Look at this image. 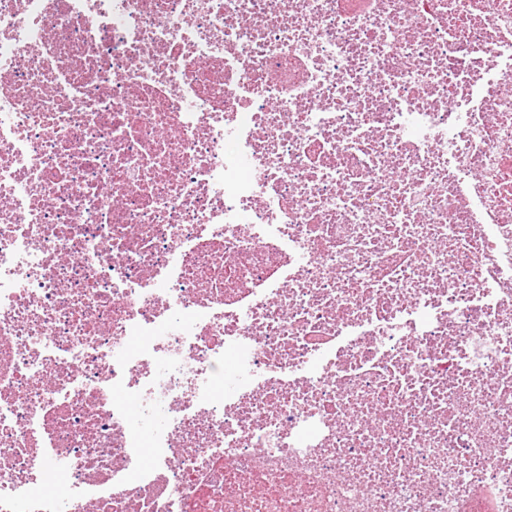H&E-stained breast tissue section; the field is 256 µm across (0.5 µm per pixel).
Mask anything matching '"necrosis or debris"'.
<instances>
[{"label":"necrosis or debris","mask_w":512,"mask_h":512,"mask_svg":"<svg viewBox=\"0 0 512 512\" xmlns=\"http://www.w3.org/2000/svg\"><path fill=\"white\" fill-rule=\"evenodd\" d=\"M0 512H512V0H0ZM113 397L118 402H126L125 404L127 405L129 412L137 419V429L140 438L144 442L145 446L151 448L150 444L153 442L155 433L169 421L170 412L167 403L164 401H158L150 413L141 414L135 403L125 400V396L121 388H114ZM152 449L153 448H151L148 456H142L140 454L142 466H148L152 461Z\"/></svg>","instance_id":"1"}]
</instances>
